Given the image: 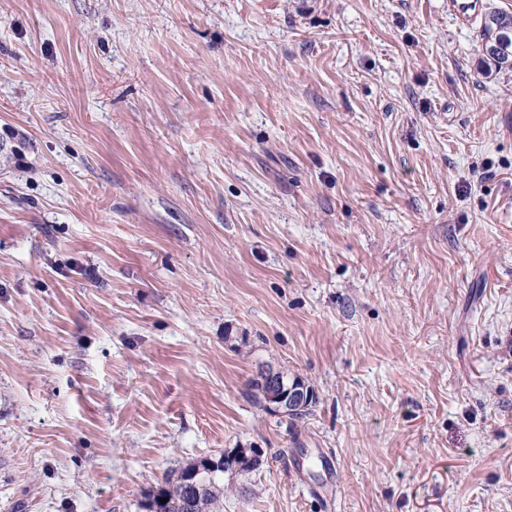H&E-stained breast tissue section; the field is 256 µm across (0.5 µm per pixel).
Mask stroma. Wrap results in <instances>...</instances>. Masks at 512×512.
<instances>
[{
    "label": "stroma",
    "instance_id": "obj_1",
    "mask_svg": "<svg viewBox=\"0 0 512 512\" xmlns=\"http://www.w3.org/2000/svg\"><path fill=\"white\" fill-rule=\"evenodd\" d=\"M473 2L0 0V512L231 448L224 512H512V0ZM483 51L498 71L512 69V15L489 12L484 17ZM263 369L269 377V397L272 410L279 413H291L305 399H310L312 392L307 388V384L304 383L305 381L301 377L293 376L291 381H298L295 384H291L278 376L279 373L285 380L290 381L289 379L291 378L288 376V371L276 370L269 366L263 367ZM265 374L259 368L255 377L249 381V388L255 401L269 412L267 406L268 385L267 381L264 380ZM222 454H224V458H207V475L210 479H213L218 471L246 469L255 464L258 458H260L259 452L254 448H232L224 450Z\"/></svg>",
    "mask_w": 512,
    "mask_h": 512
}]
</instances>
